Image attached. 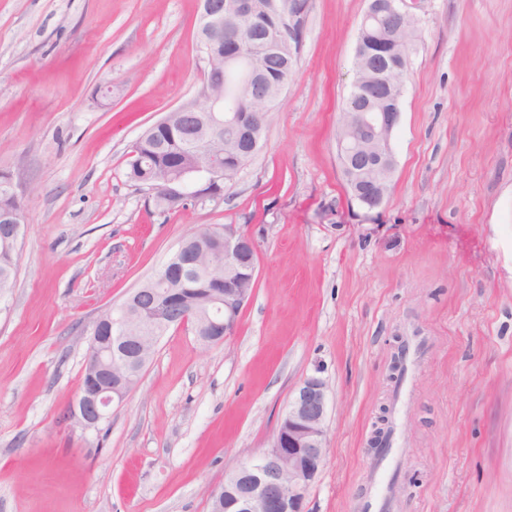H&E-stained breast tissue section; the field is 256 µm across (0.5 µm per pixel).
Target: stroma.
Listing matches in <instances>:
<instances>
[{
	"label": "stroma",
	"mask_w": 512,
	"mask_h": 512,
	"mask_svg": "<svg viewBox=\"0 0 512 512\" xmlns=\"http://www.w3.org/2000/svg\"><path fill=\"white\" fill-rule=\"evenodd\" d=\"M367 0H309L296 72L221 195L159 213L127 154L198 98L200 0H0V512H211L296 388L328 385L309 512H512V0H422L384 204L352 196L340 109ZM112 86L104 105L96 90ZM204 224L257 243L232 336H163L100 431L64 417L100 313ZM19 236L11 244L5 245L0 239V295L14 287L15 271L19 257Z\"/></svg>",
	"instance_id": "35a3bbf8"
}]
</instances>
